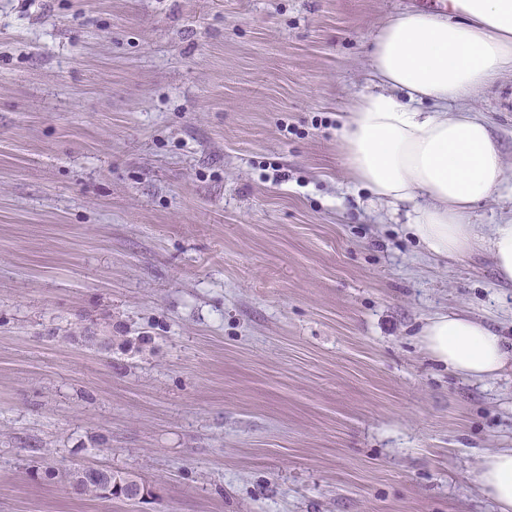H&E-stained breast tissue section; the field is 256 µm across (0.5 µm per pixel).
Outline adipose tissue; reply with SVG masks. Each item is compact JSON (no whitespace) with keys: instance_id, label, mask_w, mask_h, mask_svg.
Returning <instances> with one entry per match:
<instances>
[{"instance_id":"obj_1","label":"adipose tissue","mask_w":512,"mask_h":512,"mask_svg":"<svg viewBox=\"0 0 512 512\" xmlns=\"http://www.w3.org/2000/svg\"><path fill=\"white\" fill-rule=\"evenodd\" d=\"M512 72V0H448L447 12L406 10L372 45L374 90L342 116L348 179L374 201L404 213L429 255L481 250L498 280L512 285V219L481 234L476 203L512 190L488 121L469 102ZM433 102L437 111L421 109ZM426 353L460 376L486 380L512 368V351L491 327L463 313H439L422 330ZM498 512H512V448L483 457L476 473Z\"/></svg>"}]
</instances>
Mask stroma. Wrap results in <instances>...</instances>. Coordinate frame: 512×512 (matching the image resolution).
<instances>
[{"label": "stroma", "mask_w": 512, "mask_h": 512, "mask_svg": "<svg viewBox=\"0 0 512 512\" xmlns=\"http://www.w3.org/2000/svg\"><path fill=\"white\" fill-rule=\"evenodd\" d=\"M418 0H0V512H495L512 346L486 253L347 180L371 44ZM512 175V73L478 93ZM129 474L141 498L72 473ZM426 353L460 376L486 380L512 369V353L500 336L464 313H439L422 330ZM476 483L496 504L498 512H511L512 448H501L484 456L476 473ZM102 469V479L99 482H84L80 478L79 470L74 475V484L85 494L95 497L105 494L110 496L119 494L127 501H133L140 495V484L130 475L122 476L112 473V470Z\"/></svg>", "instance_id": "stroma-1"}]
</instances>
